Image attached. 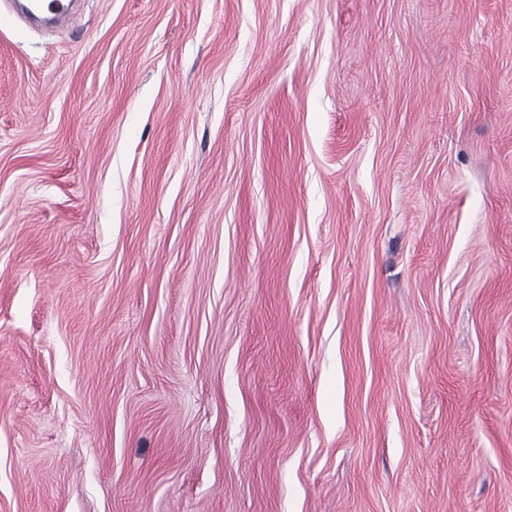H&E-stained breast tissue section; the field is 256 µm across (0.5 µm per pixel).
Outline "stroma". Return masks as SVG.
I'll list each match as a JSON object with an SVG mask.
<instances>
[{
    "mask_svg": "<svg viewBox=\"0 0 512 512\" xmlns=\"http://www.w3.org/2000/svg\"><path fill=\"white\" fill-rule=\"evenodd\" d=\"M0 512H512V0H0ZM17 10L24 14L32 13L36 8L40 12L49 13L55 16H64L69 13L74 0H40L39 5L31 4L28 0H16Z\"/></svg>",
    "mask_w": 512,
    "mask_h": 512,
    "instance_id": "35a3bbf8",
    "label": "stroma"
}]
</instances>
